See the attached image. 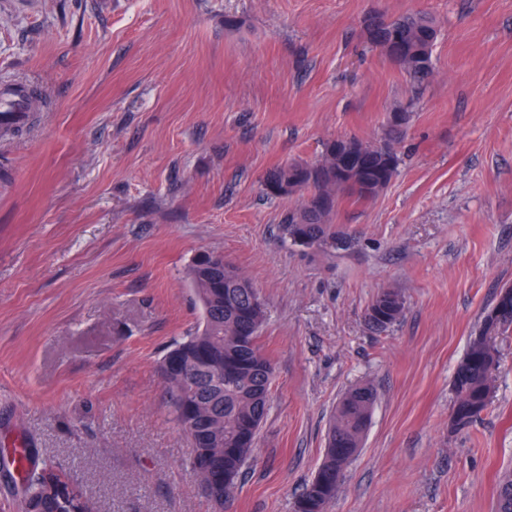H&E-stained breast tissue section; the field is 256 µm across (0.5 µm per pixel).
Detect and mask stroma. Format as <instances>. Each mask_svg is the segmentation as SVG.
Listing matches in <instances>:
<instances>
[{
	"instance_id": "35a3bbf8",
	"label": "stroma",
	"mask_w": 512,
	"mask_h": 512,
	"mask_svg": "<svg viewBox=\"0 0 512 512\" xmlns=\"http://www.w3.org/2000/svg\"><path fill=\"white\" fill-rule=\"evenodd\" d=\"M439 28L422 90L373 47L374 11ZM45 103L0 137V512L13 441L96 512H219L159 372L197 325L187 272L223 255L268 321L270 410L229 512H293L342 393L379 400L330 512H497L512 471V333L489 409L453 429V376L512 285V0H0V83ZM410 120L390 136L389 117ZM355 138L399 164L340 196L353 242L281 235L265 175ZM405 310L385 331L383 289ZM404 308V299L397 290H382L367 309L368 323L376 330H385L399 321ZM370 310L374 311V315H368Z\"/></svg>"
}]
</instances>
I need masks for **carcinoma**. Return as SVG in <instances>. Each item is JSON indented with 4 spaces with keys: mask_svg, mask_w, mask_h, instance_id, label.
Masks as SVG:
<instances>
[{
    "mask_svg": "<svg viewBox=\"0 0 512 512\" xmlns=\"http://www.w3.org/2000/svg\"><path fill=\"white\" fill-rule=\"evenodd\" d=\"M407 51L391 62L419 87L435 76L433 46L424 35L437 30L423 14L391 19ZM397 155L354 138L325 144L320 160L294 162L267 173L270 197L297 192V209L282 217L286 238L304 247L334 249L348 244L347 234L331 222L338 196L368 199L394 176ZM190 284L201 305L198 327L163 358L160 370L171 399L174 420L189 438L194 455L189 474L205 483L202 492L220 505H230L269 410L273 370L258 344L267 317L252 285L215 253L199 255L190 269ZM405 303L394 289L378 293L369 305L368 323L385 330L399 321ZM512 331V300L495 304L482 317L479 333L458 364L453 379L451 426H469L488 407L497 362L496 339ZM378 399L370 383L357 384L340 398L332 416L325 458L294 504V512H328L336 497L352 449L360 448ZM20 482L24 512H95L82 486L53 459L25 449L12 460ZM498 512H512V474L500 480Z\"/></svg>",
    "mask_w": 512,
    "mask_h": 512,
    "instance_id": "1",
    "label": "carcinoma"
}]
</instances>
